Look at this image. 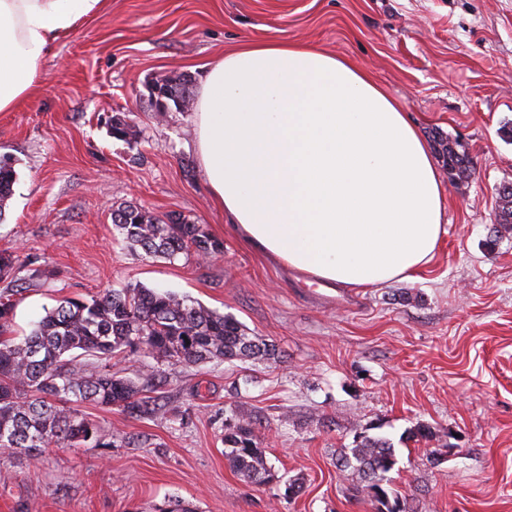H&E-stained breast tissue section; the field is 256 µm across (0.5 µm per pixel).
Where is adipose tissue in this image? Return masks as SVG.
Here are the masks:
<instances>
[{"mask_svg":"<svg viewBox=\"0 0 512 512\" xmlns=\"http://www.w3.org/2000/svg\"><path fill=\"white\" fill-rule=\"evenodd\" d=\"M103 0H0V112ZM199 164L237 235L307 278L405 280L445 234L430 151L363 70L315 46L259 40L213 62L194 107Z\"/></svg>","mask_w":512,"mask_h":512,"instance_id":"adipose-tissue-1","label":"adipose tissue"}]
</instances>
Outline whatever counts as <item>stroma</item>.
Segmentation results:
<instances>
[{"label": "stroma", "mask_w": 512, "mask_h": 512, "mask_svg": "<svg viewBox=\"0 0 512 512\" xmlns=\"http://www.w3.org/2000/svg\"><path fill=\"white\" fill-rule=\"evenodd\" d=\"M303 42L365 70L425 140L461 142L467 182L434 162L446 232L414 278L326 301L307 280L224 223L195 153L193 110L156 112L160 79L198 93L210 64L241 42ZM126 119L138 136L109 133ZM0 160L17 180L0 249L31 260L13 333L58 299L141 284L233 316L275 343V365L159 363L112 369L151 382L163 411L86 406L109 429L39 459L0 451V512H374L336 469L355 433L389 438V477L414 512H512V232L494 237L498 188L512 183V0H104L55 45L32 97L0 112ZM134 203L207 225L220 255L172 263L122 243L112 211ZM253 419L274 478L254 485L224 459L226 420ZM430 441L414 442L417 426ZM441 454L429 460L431 451ZM302 492L285 496L287 481Z\"/></svg>", "instance_id": "obj_1"}]
</instances>
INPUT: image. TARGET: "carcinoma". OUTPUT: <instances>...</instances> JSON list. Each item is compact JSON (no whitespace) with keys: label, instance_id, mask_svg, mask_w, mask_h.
Instances as JSON below:
<instances>
[{"label":"carcinoma","instance_id":"1","mask_svg":"<svg viewBox=\"0 0 512 512\" xmlns=\"http://www.w3.org/2000/svg\"><path fill=\"white\" fill-rule=\"evenodd\" d=\"M191 80L177 77L152 88L163 100L190 101ZM110 134L117 140L134 135L132 126L112 118ZM454 182L472 174L473 162L464 146L436 137ZM17 173L0 162V219L13 195ZM501 200L495 233L512 229V183L498 189ZM112 224L129 247L150 258L174 262L192 256L208 258L222 251L207 226L180 214L162 216L125 204L112 211ZM28 267L21 255L0 251V450L37 455L43 448L83 445L88 438L110 443V434L82 413L91 404L130 416L154 415L163 409L153 388L112 372V359L146 353L156 362L199 364L214 360L280 361L276 345L249 332L235 318L211 310L173 292L127 285L98 295L66 297L46 311L29 334L10 335L17 283ZM224 458L243 480L264 484L271 477L262 441L253 422L224 425ZM396 464L390 440L363 432L353 444L338 449L336 468L355 475L351 490L370 498L375 512H409L406 501L391 487L388 473Z\"/></svg>","mask_w":512,"mask_h":512}]
</instances>
